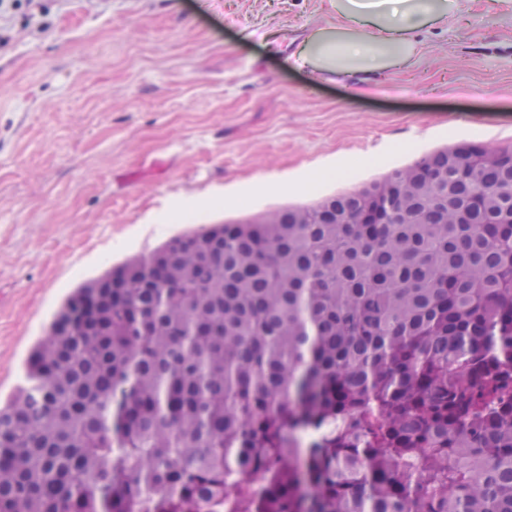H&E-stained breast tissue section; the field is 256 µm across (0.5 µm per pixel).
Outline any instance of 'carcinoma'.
Masks as SVG:
<instances>
[{"instance_id": "cac0c4a2", "label": "carcinoma", "mask_w": 512, "mask_h": 512, "mask_svg": "<svg viewBox=\"0 0 512 512\" xmlns=\"http://www.w3.org/2000/svg\"><path fill=\"white\" fill-rule=\"evenodd\" d=\"M507 153L393 171L452 190L386 224L374 182L77 288L0 405V512H512Z\"/></svg>"}]
</instances>
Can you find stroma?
<instances>
[{"mask_svg":"<svg viewBox=\"0 0 512 512\" xmlns=\"http://www.w3.org/2000/svg\"><path fill=\"white\" fill-rule=\"evenodd\" d=\"M331 0H22L0 12V402L66 296L194 225L512 147V0H458L407 70L308 84ZM307 180L305 192L259 181Z\"/></svg>","mask_w":512,"mask_h":512,"instance_id":"stroma-1","label":"stroma"}]
</instances>
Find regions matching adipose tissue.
<instances>
[{"instance_id": "obj_1", "label": "adipose tissue", "mask_w": 512, "mask_h": 512, "mask_svg": "<svg viewBox=\"0 0 512 512\" xmlns=\"http://www.w3.org/2000/svg\"><path fill=\"white\" fill-rule=\"evenodd\" d=\"M339 23L312 30L288 57L309 84L361 81L410 67L424 29L447 21L456 0H333Z\"/></svg>"}]
</instances>
